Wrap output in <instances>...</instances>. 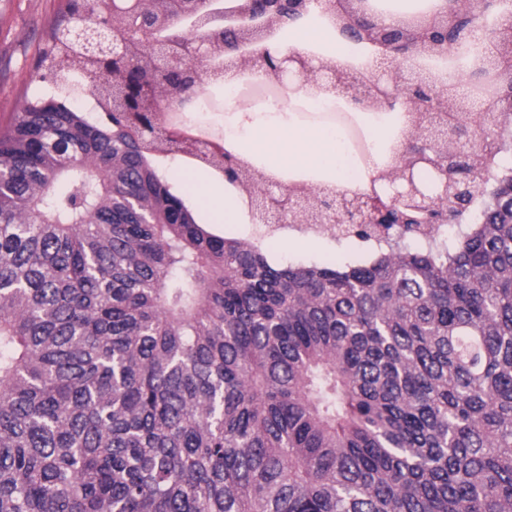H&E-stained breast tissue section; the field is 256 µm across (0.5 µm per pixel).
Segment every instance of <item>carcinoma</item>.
Here are the masks:
<instances>
[{
  "mask_svg": "<svg viewBox=\"0 0 512 512\" xmlns=\"http://www.w3.org/2000/svg\"><path fill=\"white\" fill-rule=\"evenodd\" d=\"M226 0H67L40 65L102 81L89 114L58 91L0 132V512H512V167L478 145L448 225L346 224L380 255L279 267L202 224L112 111V61L72 36L130 41L125 80L194 99L147 40L184 30L233 58ZM483 112L453 94L448 111ZM204 160L233 185L226 148Z\"/></svg>",
  "mask_w": 512,
  "mask_h": 512,
  "instance_id": "carcinoma-1",
  "label": "carcinoma"
}]
</instances>
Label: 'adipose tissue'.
Wrapping results in <instances>:
<instances>
[{"label": "adipose tissue", "mask_w": 512, "mask_h": 512, "mask_svg": "<svg viewBox=\"0 0 512 512\" xmlns=\"http://www.w3.org/2000/svg\"><path fill=\"white\" fill-rule=\"evenodd\" d=\"M291 112L260 114L249 109L230 113L225 119L235 135L232 148H246L274 170L320 173L336 187L355 190L364 187L386 162L384 155L373 153L354 157L340 132L330 131L318 120H304L300 111H314L315 93L300 89Z\"/></svg>", "instance_id": "ef3b65f1"}]
</instances>
